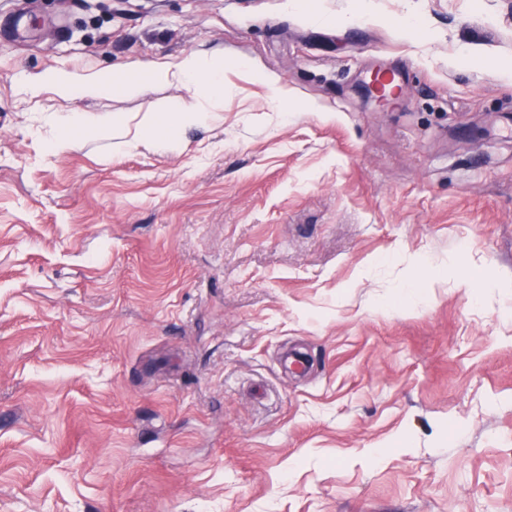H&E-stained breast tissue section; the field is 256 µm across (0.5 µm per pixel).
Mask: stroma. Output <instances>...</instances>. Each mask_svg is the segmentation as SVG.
<instances>
[{"label": "stroma", "instance_id": "35a3bbf8", "mask_svg": "<svg viewBox=\"0 0 512 512\" xmlns=\"http://www.w3.org/2000/svg\"><path fill=\"white\" fill-rule=\"evenodd\" d=\"M503 62L512 0H0V512H512ZM183 79L199 91L187 99L150 100L141 115L138 127L149 135L154 145L174 147L179 128L201 125L212 119L215 109L224 101L223 63L191 53L180 63ZM43 83L53 85L61 96L72 99L112 96L114 93L127 97H142L148 90L146 81H135L127 76L115 74L112 70H101L79 79L66 75L51 76L31 82L28 84V90L36 93ZM126 123L125 118L118 116H93L84 112H73L56 123V133L47 142V148L57 153L76 147L81 138L76 134L91 128L99 133H108Z\"/></svg>", "mask_w": 512, "mask_h": 512}]
</instances>
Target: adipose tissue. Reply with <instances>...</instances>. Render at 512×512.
<instances>
[{
    "instance_id": "adipose-tissue-1",
    "label": "adipose tissue",
    "mask_w": 512,
    "mask_h": 512,
    "mask_svg": "<svg viewBox=\"0 0 512 512\" xmlns=\"http://www.w3.org/2000/svg\"><path fill=\"white\" fill-rule=\"evenodd\" d=\"M183 79L195 85L196 90L187 99L152 100L143 112L138 126L146 132L152 144L174 146L179 128L201 125L212 119L215 109L224 100V75L221 61L197 53L187 55L180 64ZM51 84L66 98L109 96L115 93L127 97L144 96L148 85L112 71H98L92 75L73 78L66 75L48 77L46 82H31L29 91L38 92L42 84ZM124 123L117 116H93L74 112L58 121L54 137L47 147L57 153L76 147L79 132L91 128L101 133L113 131Z\"/></svg>"
}]
</instances>
